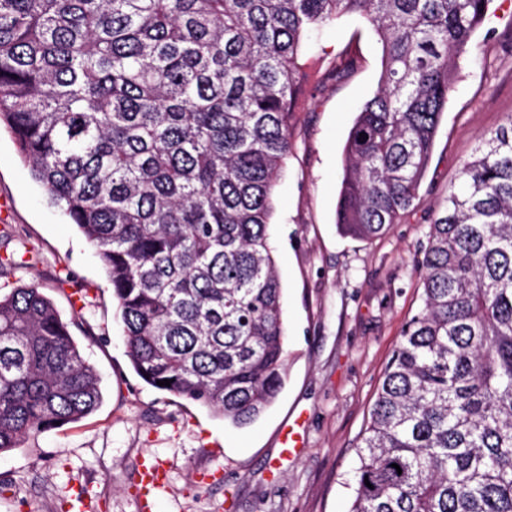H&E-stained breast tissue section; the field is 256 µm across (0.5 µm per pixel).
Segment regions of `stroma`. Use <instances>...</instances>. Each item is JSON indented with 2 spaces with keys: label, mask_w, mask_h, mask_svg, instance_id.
<instances>
[{
  "label": "stroma",
  "mask_w": 512,
  "mask_h": 512,
  "mask_svg": "<svg viewBox=\"0 0 512 512\" xmlns=\"http://www.w3.org/2000/svg\"><path fill=\"white\" fill-rule=\"evenodd\" d=\"M382 45L359 16L305 38L292 150L269 226L284 287V385L238 428L157 390L134 372L116 303L93 246L50 205L0 129V241L38 263L0 291L37 284L100 382L79 421L0 454V512H138L136 463L163 461L154 512H348L357 444L404 323L423 292L414 260L478 136L512 118V0H494L459 61L413 209L386 235L359 240L336 224L342 147L377 90Z\"/></svg>",
  "instance_id": "stroma-1"
}]
</instances>
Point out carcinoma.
<instances>
[{"mask_svg":"<svg viewBox=\"0 0 512 512\" xmlns=\"http://www.w3.org/2000/svg\"><path fill=\"white\" fill-rule=\"evenodd\" d=\"M491 2L0 0V124L95 247L144 382L238 426L283 386L268 229L307 34L355 13L382 43L336 208L343 234L370 240L414 205ZM460 179L416 264L422 307L386 366L349 512H512V119L479 135ZM24 266L3 246L0 276ZM101 399L41 289L0 295V453Z\"/></svg>","mask_w":512,"mask_h":512,"instance_id":"cac0c4a2","label":"carcinoma"}]
</instances>
